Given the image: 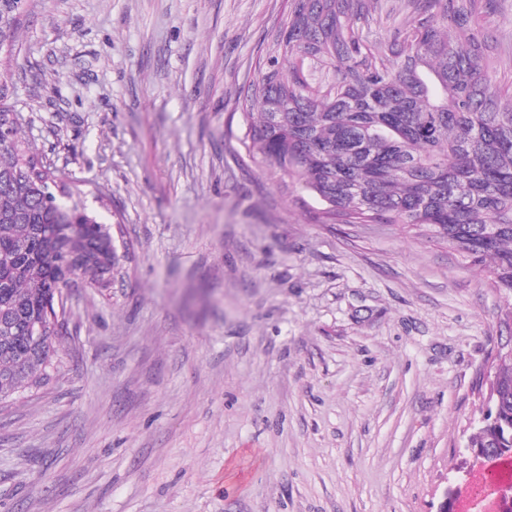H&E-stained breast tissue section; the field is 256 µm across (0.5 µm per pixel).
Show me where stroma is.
Returning <instances> with one entry per match:
<instances>
[{"label":"stroma","mask_w":512,"mask_h":512,"mask_svg":"<svg viewBox=\"0 0 512 512\" xmlns=\"http://www.w3.org/2000/svg\"><path fill=\"white\" fill-rule=\"evenodd\" d=\"M287 0H28L8 104L129 248L71 289L61 369L0 412V512H437L506 341L478 266L248 160Z\"/></svg>","instance_id":"obj_1"}]
</instances>
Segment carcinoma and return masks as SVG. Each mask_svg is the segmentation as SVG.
I'll use <instances>...</instances> for the list:
<instances>
[{
  "label": "carcinoma",
  "mask_w": 512,
  "mask_h": 512,
  "mask_svg": "<svg viewBox=\"0 0 512 512\" xmlns=\"http://www.w3.org/2000/svg\"><path fill=\"white\" fill-rule=\"evenodd\" d=\"M27 0H0L15 45ZM497 0H289L241 90L242 144L262 174L319 200L323 224H392L488 263L512 299V73L476 26ZM0 70V403L58 368L47 308L75 275L110 286L126 255L82 201L81 180L38 155ZM39 322L46 341L32 347ZM512 458V353L500 352L489 416L469 437Z\"/></svg>",
  "instance_id": "obj_1"
}]
</instances>
